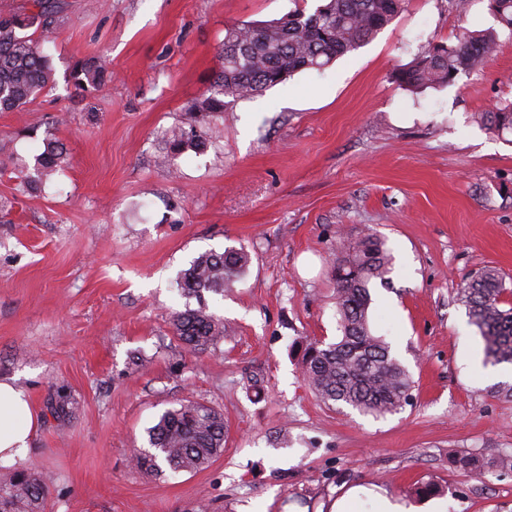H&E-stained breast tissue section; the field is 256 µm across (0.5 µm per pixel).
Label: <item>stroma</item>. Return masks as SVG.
<instances>
[{
	"mask_svg": "<svg viewBox=\"0 0 512 512\" xmlns=\"http://www.w3.org/2000/svg\"><path fill=\"white\" fill-rule=\"evenodd\" d=\"M41 48L54 80L21 112H0V377L38 416L24 465L47 477L51 512H328L349 486L433 482L443 512H512V471L489 484L456 464L512 452V365L480 376L483 341L458 301L463 275L496 268L512 288V133L477 113L512 100V32L487 0H406L373 39L223 112L188 114L221 67L224 30L313 13L321 0H63ZM496 29L477 73L421 92L394 72L429 41ZM95 57L103 91L69 73ZM201 128L204 151L167 158L165 134ZM67 163L18 190L19 161L46 136ZM385 239L389 285L371 288V327L413 381L381 418L331 409L304 382L306 341H335L338 239ZM250 263L209 296L230 332L187 351L173 310L196 306L176 279L208 250ZM67 416L51 408L59 398ZM224 415V451L196 472L131 463L147 430L181 401Z\"/></svg>",
	"mask_w": 512,
	"mask_h": 512,
	"instance_id": "stroma-1",
	"label": "stroma"
}]
</instances>
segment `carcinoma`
<instances>
[{
	"label": "carcinoma",
	"instance_id": "1",
	"mask_svg": "<svg viewBox=\"0 0 512 512\" xmlns=\"http://www.w3.org/2000/svg\"><path fill=\"white\" fill-rule=\"evenodd\" d=\"M489 10L512 31V0H488ZM405 0H328L314 13L296 11L279 20L233 25L225 29L223 64L213 79L214 90L192 102L191 114L224 111V98L258 95L306 69L321 70L338 57L360 48L403 10ZM54 0H31V10L0 14V111L21 112L36 94L53 81L50 59L22 31L33 26L44 37L57 29ZM498 47L495 31L467 34L454 46L430 42L395 79L412 90L449 85L462 71L479 70ZM112 74L97 58L82 59L70 72L76 91L103 88ZM480 123L498 134L512 132V102L504 101L483 112ZM170 158L191 147L206 148L203 133L178 128L166 139ZM66 152L46 139L34 156V175L20 180V190L36 189L65 163ZM244 248L199 254L181 271L182 296L194 297L198 306L185 307L171 317L173 335L192 351L215 347L224 338V319L213 312L205 294L224 295L248 266ZM393 257L384 239L368 234L336 259V317L341 336L326 343H306L300 370L315 396L327 407H350L363 415L384 417L400 411L409 400L411 378L407 369L369 324L373 282L389 280ZM508 292L494 268L467 277L457 289V299L468 311L484 342V362L512 365V306L504 307ZM149 448L134 451L138 468L158 471L166 465L174 472L207 466L224 449V414L194 401L166 410L148 430ZM460 467L477 480L489 470H512V453H504L489 466L462 456ZM47 486L35 469L0 483V512H47Z\"/></svg>",
	"mask_w": 512,
	"mask_h": 512
}]
</instances>
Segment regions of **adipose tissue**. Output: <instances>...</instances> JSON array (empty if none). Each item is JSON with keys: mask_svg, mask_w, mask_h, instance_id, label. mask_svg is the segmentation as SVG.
Segmentation results:
<instances>
[{"mask_svg": "<svg viewBox=\"0 0 512 512\" xmlns=\"http://www.w3.org/2000/svg\"><path fill=\"white\" fill-rule=\"evenodd\" d=\"M37 424L26 393L13 381L0 379V464L27 460Z\"/></svg>", "mask_w": 512, "mask_h": 512, "instance_id": "1", "label": "adipose tissue"}]
</instances>
